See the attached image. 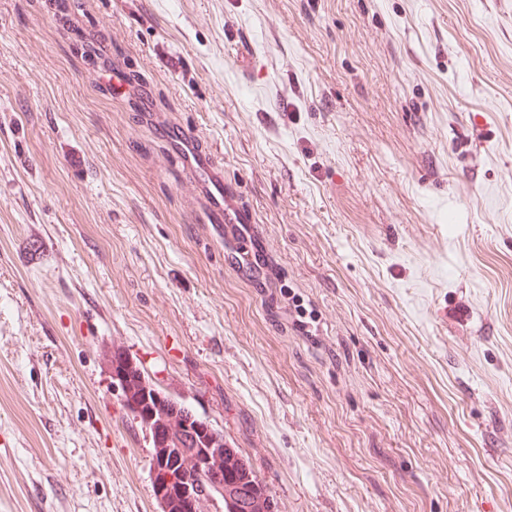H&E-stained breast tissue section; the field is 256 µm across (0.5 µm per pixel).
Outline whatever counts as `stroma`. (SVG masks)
<instances>
[{"label": "stroma", "mask_w": 512, "mask_h": 512, "mask_svg": "<svg viewBox=\"0 0 512 512\" xmlns=\"http://www.w3.org/2000/svg\"><path fill=\"white\" fill-rule=\"evenodd\" d=\"M66 2L0 0V512H158L113 347L271 512H512V0ZM158 135L178 158L184 176L205 192L210 224L253 223L251 212L237 202V190L224 182V176L213 168L209 152L192 135L179 127L161 128Z\"/></svg>", "instance_id": "35a3bbf8"}]
</instances>
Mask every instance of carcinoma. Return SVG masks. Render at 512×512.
Here are the masks:
<instances>
[{"label": "carcinoma", "instance_id": "obj_1", "mask_svg": "<svg viewBox=\"0 0 512 512\" xmlns=\"http://www.w3.org/2000/svg\"><path fill=\"white\" fill-rule=\"evenodd\" d=\"M106 363L112 372L123 376L132 389L131 399L121 400L122 409L130 424L143 427V414H156L170 426V440L178 441L183 448H200L212 444L226 453L224 467V492H213L224 512L252 510L269 501L264 487L257 479L250 464L236 448L224 441L222 430L199 416L179 399L159 388L144 369L124 350L115 348L106 354ZM188 426H183V421Z\"/></svg>", "mask_w": 512, "mask_h": 512}]
</instances>
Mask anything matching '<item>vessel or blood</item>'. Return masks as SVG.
I'll use <instances>...</instances> for the list:
<instances>
[{
	"mask_svg": "<svg viewBox=\"0 0 512 512\" xmlns=\"http://www.w3.org/2000/svg\"><path fill=\"white\" fill-rule=\"evenodd\" d=\"M158 135L178 158L184 176L205 192L210 223H252L251 212L237 202V190L230 188L223 175L215 171L209 152L202 149L192 135L179 127L161 128Z\"/></svg>",
	"mask_w": 512,
	"mask_h": 512,
	"instance_id": "obj_1",
	"label": "vessel or blood"
}]
</instances>
